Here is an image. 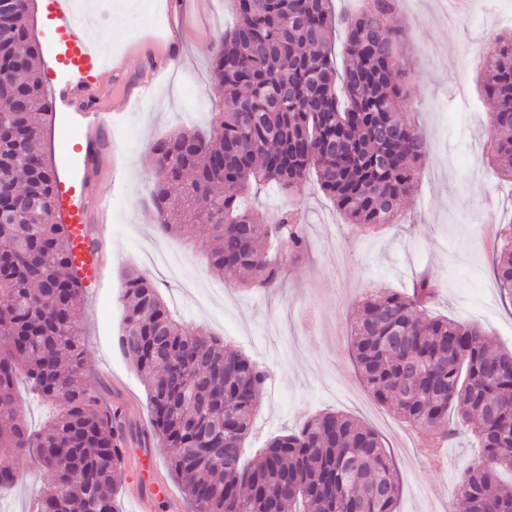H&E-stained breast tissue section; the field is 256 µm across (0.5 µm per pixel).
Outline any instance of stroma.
I'll return each mask as SVG.
<instances>
[{"instance_id":"35a3bbf8","label":"stroma","mask_w":512,"mask_h":512,"mask_svg":"<svg viewBox=\"0 0 512 512\" xmlns=\"http://www.w3.org/2000/svg\"><path fill=\"white\" fill-rule=\"evenodd\" d=\"M96 19L102 48L128 58L127 77H140L144 58L130 55L143 41L163 42L177 31L179 44L138 101H111L115 118L105 128L107 146L97 178L83 163L86 141L72 112L55 106L47 147L60 192L83 193L87 205L107 199L102 281L85 283L77 305L84 333L85 373L109 387L105 402L130 406V418L147 426L149 405L141 377L116 345L122 330L121 278L134 268L149 276L174 316L202 328L225 345L268 368L271 378L254 412L244 458L253 461L267 441L323 410L350 415L378 433L391 453L400 487L398 512H448V501L475 457L457 444L442 449V468H430L411 429L391 407L375 402L351 355V323L358 304L385 286L411 291L423 272L442 288L428 314L461 319L482 328L501 349L512 348V302L502 298L491 269L482 223L512 221V184L487 173L483 146L490 116L479 84L478 63L464 52L485 51L512 33V0H475L470 13L451 18L442 0H399L394 24L405 30L401 60L408 70L407 108L429 144L425 172L402 206L396 224L367 235L347 223L315 181L285 192L268 186L243 203L268 211L289 205L302 216L308 252L289 263L280 288L253 291L236 277L208 268L205 231L193 242L160 231L150 210L151 144L177 128L208 129L220 102L214 90L209 47L234 18L228 0H103ZM52 0H33L41 78L52 89L69 76L53 19ZM131 458L154 456L155 468L130 466L116 477L119 512H170L169 498L183 493L168 474L158 438L129 442ZM20 483L0 495V512H28L42 490L38 461L17 464Z\"/></svg>"}]
</instances>
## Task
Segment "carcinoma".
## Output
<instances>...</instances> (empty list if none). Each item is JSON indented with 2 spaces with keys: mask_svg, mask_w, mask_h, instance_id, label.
Here are the masks:
<instances>
[{
  "mask_svg": "<svg viewBox=\"0 0 512 512\" xmlns=\"http://www.w3.org/2000/svg\"><path fill=\"white\" fill-rule=\"evenodd\" d=\"M236 24L211 48L223 109L206 132L179 130L151 146L152 201L161 231L185 239L204 226L208 262L247 288H276L282 242L308 250L297 211L274 219L241 206L250 186L284 190L316 178L344 218L364 229L395 223L428 152L410 121L407 71L391 25L397 0H363L338 21L331 0H232ZM30 0H16L25 25L0 38V489L16 461L34 456L49 486L30 512H117L115 478L130 420L102 404L84 370L75 305L83 291L67 225L58 220V180L41 144L53 101L40 77ZM344 28L349 59L338 74L332 36ZM490 106L488 165L512 182V36L485 51ZM493 250L500 294L512 299V225ZM120 349L141 374L149 428L191 512H396L398 484L378 434L352 417L323 412L273 437L259 459L243 443L269 371L175 320L145 275L122 274ZM437 284L425 275L410 294L380 291L352 323V356L366 388L408 425L447 442L458 422L474 425L480 452L455 488L460 512H512V351L479 327L425 314ZM23 380L54 406L40 432L17 404ZM457 409L460 421L448 415Z\"/></svg>",
  "mask_w": 512,
  "mask_h": 512,
  "instance_id": "1",
  "label": "carcinoma"
}]
</instances>
